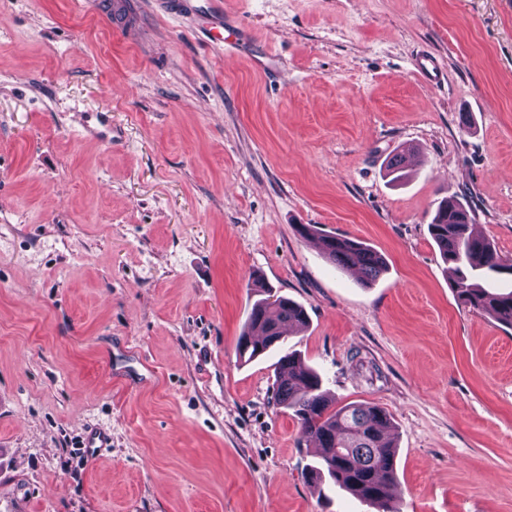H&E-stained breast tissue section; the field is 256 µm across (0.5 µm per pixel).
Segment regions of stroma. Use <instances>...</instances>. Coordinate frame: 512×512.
<instances>
[{
    "label": "stroma",
    "mask_w": 512,
    "mask_h": 512,
    "mask_svg": "<svg viewBox=\"0 0 512 512\" xmlns=\"http://www.w3.org/2000/svg\"><path fill=\"white\" fill-rule=\"evenodd\" d=\"M129 2L147 33L0 0V512H376L309 476L284 352L388 413L400 512H512V328L458 302L428 228L456 198L512 258V0H222L235 47ZM257 275L307 323L246 362ZM326 258L338 269H355L366 282L375 280L385 270L381 254L352 238L320 235Z\"/></svg>",
    "instance_id": "1"
}]
</instances>
